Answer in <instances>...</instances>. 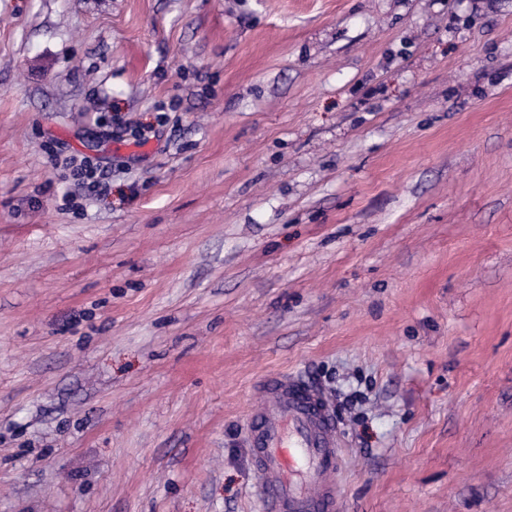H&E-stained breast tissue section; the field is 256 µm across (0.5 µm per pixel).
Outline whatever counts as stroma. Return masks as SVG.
<instances>
[{"label":"stroma","instance_id":"stroma-1","mask_svg":"<svg viewBox=\"0 0 512 512\" xmlns=\"http://www.w3.org/2000/svg\"><path fill=\"white\" fill-rule=\"evenodd\" d=\"M283 373L337 512H512V0H0V512H264ZM74 176L79 188H87L90 191L99 193L106 188L108 175L90 162H84L76 168ZM257 392L248 443L265 512H334L341 451L328 404L291 375L266 377Z\"/></svg>","mask_w":512,"mask_h":512}]
</instances>
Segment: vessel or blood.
Here are the masks:
<instances>
[{
	"instance_id": "obj_1",
	"label": "vessel or blood",
	"mask_w": 512,
	"mask_h": 512,
	"mask_svg": "<svg viewBox=\"0 0 512 512\" xmlns=\"http://www.w3.org/2000/svg\"><path fill=\"white\" fill-rule=\"evenodd\" d=\"M257 391L248 443L266 512H334L341 451L328 404L291 375L264 378Z\"/></svg>"
}]
</instances>
